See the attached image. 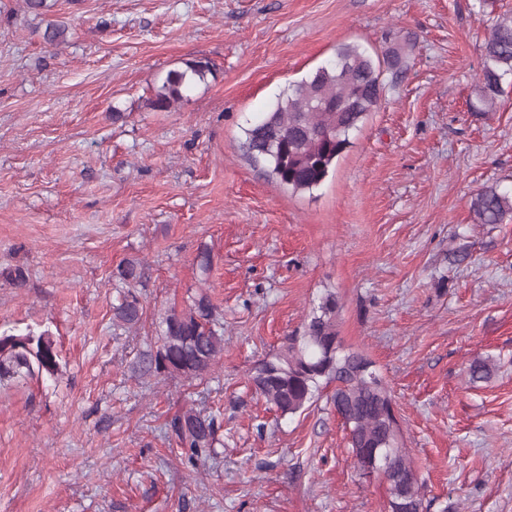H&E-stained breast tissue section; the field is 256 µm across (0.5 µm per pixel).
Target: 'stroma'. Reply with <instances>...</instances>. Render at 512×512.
<instances>
[{"label":"stroma","mask_w":512,"mask_h":512,"mask_svg":"<svg viewBox=\"0 0 512 512\" xmlns=\"http://www.w3.org/2000/svg\"><path fill=\"white\" fill-rule=\"evenodd\" d=\"M512 0H56L43 40L0 0V327L50 329L57 379L0 386V512H385L325 400L281 415L249 383L322 297L344 348L388 384L425 512H512V220L472 198L512 190V89L476 97L481 46ZM407 70L313 193L245 155L244 131L342 44ZM212 72L175 108L152 101L185 62ZM213 258L208 279L200 248ZM149 268L144 316L113 326L110 274ZM207 293L224 352L204 380L141 375L159 317ZM477 359L492 377L470 382ZM220 417L190 463L169 423ZM471 210L478 224H501L506 215L512 216V194L487 186L472 200Z\"/></svg>","instance_id":"35a3bbf8"}]
</instances>
